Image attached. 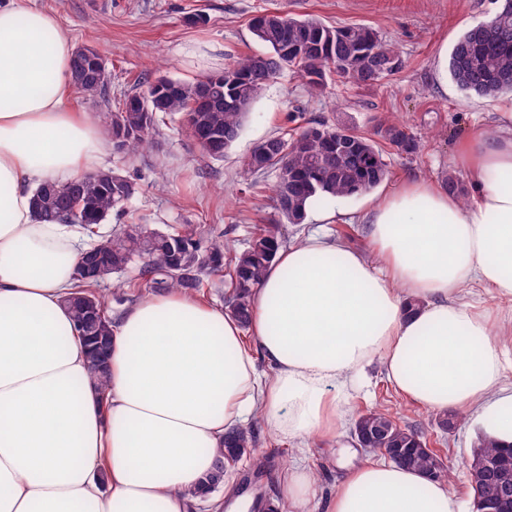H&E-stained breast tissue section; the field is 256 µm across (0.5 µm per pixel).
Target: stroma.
Here are the masks:
<instances>
[{
  "label": "stroma",
  "instance_id": "stroma-1",
  "mask_svg": "<svg viewBox=\"0 0 512 512\" xmlns=\"http://www.w3.org/2000/svg\"><path fill=\"white\" fill-rule=\"evenodd\" d=\"M22 6L56 12L75 47L96 49L109 74V96L75 92L74 107L107 117L125 96L144 90L148 79L159 75L192 82L222 70L226 55L264 52L251 33L250 19L261 11L313 16L330 26L365 24L383 41L396 46L405 61L399 72L370 86L328 74L319 95L310 94L294 69H283L251 108L240 137L223 158L203 155L192 141L180 116L165 117L146 147L133 156L108 150L107 168L134 179L137 193L127 202L122 221L154 227L198 225L204 237H223L243 248L254 225L276 224L286 245L301 242L313 232L335 241L341 229L354 230L351 248L369 247L368 227L358 223L364 196L328 197L318 209L339 207L340 217L321 220L307 216L304 223L287 224L275 208L274 172L246 176L245 158L277 132L321 121L344 123L372 133L378 118L400 116L422 143L412 156L387 149L389 183L407 177L440 182L455 166L458 144L466 137L495 130L498 110L512 104V95L484 98L462 92L455 83L436 77L441 50L452 46L466 28L488 19L501 0H20ZM204 23H192L194 15ZM380 408L400 425L419 431L428 447L452 467L448 489L473 510L467 464L480 432L468 421L452 431L442 430L438 414L420 409L389 386L385 368L374 362L367 383L348 406V424L334 438L312 443L304 463L318 475L317 490L328 495L348 467L381 460L377 451L360 448L352 425L358 416ZM259 446L270 457L268 474L255 473L249 458L233 468L236 495L253 500L279 495L283 475L293 462L292 443L271 436L262 417L249 421Z\"/></svg>",
  "mask_w": 512,
  "mask_h": 512
}]
</instances>
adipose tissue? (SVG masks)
I'll use <instances>...</instances> for the list:
<instances>
[{
  "label": "adipose tissue",
  "instance_id": "adipose-tissue-1",
  "mask_svg": "<svg viewBox=\"0 0 512 512\" xmlns=\"http://www.w3.org/2000/svg\"><path fill=\"white\" fill-rule=\"evenodd\" d=\"M73 55L56 13L0 0V512H188L225 432L259 415L280 440L334 436L376 360L421 409L512 445V312L464 294L477 284L512 305V105L458 148L467 200L406 179L369 201L370 251L319 235L279 248L248 328L181 292L130 306L103 394L64 303L84 236L32 207L41 184L104 163L100 118L72 107ZM280 499L288 512H460L447 481L380 462L323 503L312 471L291 467Z\"/></svg>",
  "mask_w": 512,
  "mask_h": 512
}]
</instances>
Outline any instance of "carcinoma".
<instances>
[{
  "label": "carcinoma",
  "instance_id": "obj_1",
  "mask_svg": "<svg viewBox=\"0 0 512 512\" xmlns=\"http://www.w3.org/2000/svg\"><path fill=\"white\" fill-rule=\"evenodd\" d=\"M498 14L496 29L483 31L474 26L465 30L449 53L448 73L467 94L495 98L512 93V7L503 4ZM251 29L266 52L231 60L224 64L223 72L194 82L158 76L146 81L144 93L125 97L122 107L110 115L113 147L134 155L156 131L158 114H187L193 139L206 155L217 160L239 137L267 84L287 66L296 69L312 92L324 89L326 75L331 72L369 85L381 63L390 64V74L403 67L394 46L365 25L335 28L315 17L263 12L252 18ZM99 58L92 48L77 49L72 79L77 89L104 97L108 72ZM324 126L323 122H309L294 136H271L245 161L251 174L276 171V206L288 224L302 223L309 205L323 197L358 196L378 187L389 176L383 145L407 156L420 149L419 140L407 127L388 118L377 125L373 137L347 125L339 126L347 142L342 150L322 139L318 129ZM442 187L461 200L468 195L463 179L452 169L442 176ZM136 192L135 182L106 169L69 182L42 185L35 191L33 208L37 220L45 224H77L83 233L94 236L100 224L124 213L125 204ZM282 244L276 224L259 227L240 250L228 248L219 236L203 243L198 228L191 224L174 232L132 224L100 238L92 249H106L110 267L97 277L73 275L74 291L66 298L74 328L95 341L87 349L91 380L106 393L112 341V310L101 288L106 279L118 275L113 296L123 304L146 290L194 295L210 276L225 274L232 288L227 310L246 328L252 290ZM130 269L134 275L123 277ZM354 434L366 436L370 448L388 449L394 465L420 469L441 480L451 478L450 469L417 431L401 426L382 410L361 414ZM244 456L252 459L257 473L267 469V457L257 448L251 427L225 434L214 468L204 477V489L211 493L224 484L228 467ZM508 456L512 457L511 449L497 447L488 436L480 438L470 462L475 512H486L491 503L498 512H512Z\"/></svg>",
  "mask_w": 512,
  "mask_h": 512
}]
</instances>
